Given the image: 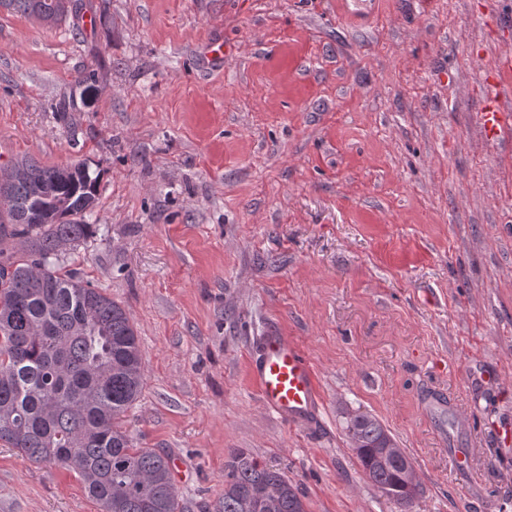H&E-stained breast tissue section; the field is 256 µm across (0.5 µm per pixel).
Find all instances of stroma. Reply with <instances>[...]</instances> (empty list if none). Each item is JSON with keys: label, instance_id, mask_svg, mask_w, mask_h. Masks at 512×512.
<instances>
[{"label": "stroma", "instance_id": "obj_1", "mask_svg": "<svg viewBox=\"0 0 512 512\" xmlns=\"http://www.w3.org/2000/svg\"><path fill=\"white\" fill-rule=\"evenodd\" d=\"M213 37L233 48L219 71L197 59ZM508 53L512 0L0 12V169L28 156L98 176L100 230L60 266L135 325L144 385L124 425L185 461L184 512H215L236 449L282 468L309 512H399L351 449L354 412L409 456L410 512H512V154L478 123ZM270 329L315 367L310 426L258 398L249 357ZM0 512L102 507L0 442Z\"/></svg>", "mask_w": 512, "mask_h": 512}]
</instances>
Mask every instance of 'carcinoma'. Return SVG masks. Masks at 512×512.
<instances>
[{
  "instance_id": "obj_1",
  "label": "carcinoma",
  "mask_w": 512,
  "mask_h": 512,
  "mask_svg": "<svg viewBox=\"0 0 512 512\" xmlns=\"http://www.w3.org/2000/svg\"><path fill=\"white\" fill-rule=\"evenodd\" d=\"M51 24L75 0H0V10ZM97 177L82 163L21 159L0 177V242L21 240L20 257L0 249V442L37 462L76 473L104 512H183L169 456L134 446L124 413L143 387L138 334L101 289L58 268L61 253L96 234L89 223ZM346 431L367 478L409 510L419 493L411 461L374 417H348ZM217 512H308L286 473L231 453Z\"/></svg>"
}]
</instances>
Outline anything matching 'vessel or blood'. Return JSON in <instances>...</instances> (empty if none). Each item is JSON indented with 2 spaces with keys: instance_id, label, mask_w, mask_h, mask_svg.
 <instances>
[{
  "instance_id": "obj_1",
  "label": "vessel or blood",
  "mask_w": 512,
  "mask_h": 512,
  "mask_svg": "<svg viewBox=\"0 0 512 512\" xmlns=\"http://www.w3.org/2000/svg\"><path fill=\"white\" fill-rule=\"evenodd\" d=\"M492 81L481 106V126L487 139L499 143L512 137V57L496 59ZM250 372L266 410L281 420L306 425L315 421L322 405L311 362L300 345L278 331L259 336L250 358Z\"/></svg>"
}]
</instances>
